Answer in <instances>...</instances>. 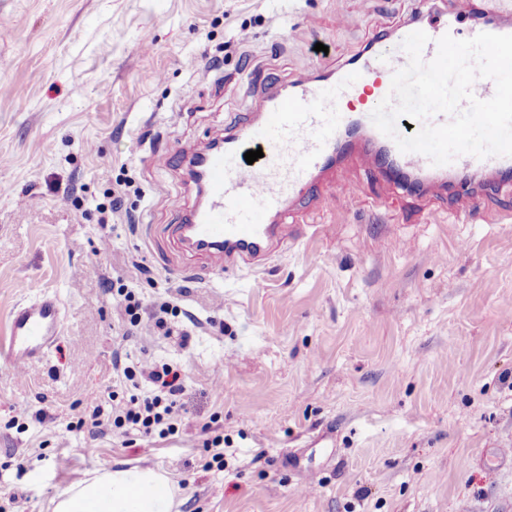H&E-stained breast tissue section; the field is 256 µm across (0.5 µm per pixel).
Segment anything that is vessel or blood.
Here are the masks:
<instances>
[{
  "label": "vessel or blood",
  "mask_w": 512,
  "mask_h": 512,
  "mask_svg": "<svg viewBox=\"0 0 512 512\" xmlns=\"http://www.w3.org/2000/svg\"><path fill=\"white\" fill-rule=\"evenodd\" d=\"M483 11L476 0H453L449 9L431 10L404 24L397 37L402 40L413 32H425L429 41L422 59L428 62L444 35L470 39L481 33L512 34V17L477 21ZM407 63L406 53L373 45L348 63L332 85L314 75L295 81L286 92L267 96L257 119L237 126L225 136L223 148L202 160L205 202L192 227L177 225L178 236L191 248L207 252L222 270L267 260L281 243L276 215L288 200L313 190L314 178L335 162L341 137L352 128L387 152L397 176L474 170L512 173V156L461 155L449 164L433 165L423 154L401 152L393 139L374 126L369 99L383 100L390 92L393 73ZM254 141L265 144L268 162L241 164L244 146ZM60 327L55 298L43 296L20 305L11 313L10 335L0 344V355L24 369L45 355Z\"/></svg>",
  "instance_id": "obj_1"
}]
</instances>
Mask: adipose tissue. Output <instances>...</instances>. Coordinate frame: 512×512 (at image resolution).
<instances>
[{"label": "adipose tissue", "instance_id": "adipose-tissue-1", "mask_svg": "<svg viewBox=\"0 0 512 512\" xmlns=\"http://www.w3.org/2000/svg\"><path fill=\"white\" fill-rule=\"evenodd\" d=\"M181 504L164 472L119 466L85 473L54 499L52 512H179Z\"/></svg>", "mask_w": 512, "mask_h": 512}]
</instances>
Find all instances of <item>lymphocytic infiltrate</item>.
Segmentation results:
<instances>
[{
  "mask_svg": "<svg viewBox=\"0 0 512 512\" xmlns=\"http://www.w3.org/2000/svg\"><path fill=\"white\" fill-rule=\"evenodd\" d=\"M112 289L123 311L124 337L135 336L145 327L157 336L172 335L171 319L181 312L176 300L162 303L147 319L142 315V299L136 288L119 279ZM113 368L117 380L111 393L106 400L93 403L89 413L78 418L76 428L89 425L100 431L119 430L145 437L176 436L185 412L179 372L170 363L146 354H115Z\"/></svg>",
  "mask_w": 512,
  "mask_h": 512,
  "instance_id": "obj_1",
  "label": "lymphocytic infiltrate"
}]
</instances>
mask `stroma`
Listing matches in <instances>:
<instances>
[{
  "label": "stroma",
  "instance_id": "1",
  "mask_svg": "<svg viewBox=\"0 0 512 512\" xmlns=\"http://www.w3.org/2000/svg\"><path fill=\"white\" fill-rule=\"evenodd\" d=\"M418 0H0V341L48 294L60 334L0 357V512H51L85 472L166 473L180 512H512V186L406 192L344 154L289 205L288 245L216 275L175 234L204 147L267 95L391 37ZM323 51H316V44ZM131 181L110 227L96 211ZM192 266L195 278L179 275ZM189 328L122 340L106 283ZM180 363L171 440L75 433L112 353ZM222 387H215V380ZM223 467H206L210 432Z\"/></svg>",
  "mask_w": 512,
  "mask_h": 512
}]
</instances>
